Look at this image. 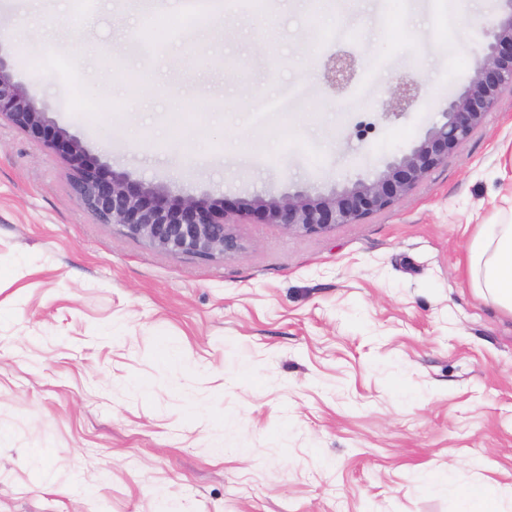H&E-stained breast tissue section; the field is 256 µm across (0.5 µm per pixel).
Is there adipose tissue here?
<instances>
[{"mask_svg": "<svg viewBox=\"0 0 512 512\" xmlns=\"http://www.w3.org/2000/svg\"><path fill=\"white\" fill-rule=\"evenodd\" d=\"M467 265L476 296L512 314V216L480 225Z\"/></svg>", "mask_w": 512, "mask_h": 512, "instance_id": "1", "label": "adipose tissue"}]
</instances>
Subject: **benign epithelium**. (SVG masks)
<instances>
[{"label": "benign epithelium", "instance_id": "obj_1", "mask_svg": "<svg viewBox=\"0 0 512 512\" xmlns=\"http://www.w3.org/2000/svg\"><path fill=\"white\" fill-rule=\"evenodd\" d=\"M509 9L481 31L483 60L467 86L443 111L445 121L432 127L409 151L386 163L372 179H358L327 194L288 193L255 196L239 202L290 233L321 234L339 224H357L405 200L437 166L479 129L503 90L512 89V0ZM355 58L335 54L326 78L349 84ZM420 85L410 77L391 91L386 115L399 116L418 98ZM48 109L37 105L30 90L16 81L10 61L0 54V119L62 155L70 185L99 224H111L130 239L171 255L201 259L235 255L241 248L235 223L225 204L206 197H173L161 186L134 185L122 172L87 156L82 142L51 124Z\"/></svg>", "mask_w": 512, "mask_h": 512}]
</instances>
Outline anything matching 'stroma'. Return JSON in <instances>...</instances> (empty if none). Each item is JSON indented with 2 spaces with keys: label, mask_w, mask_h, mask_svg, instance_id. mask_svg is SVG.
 <instances>
[{
  "label": "stroma",
  "mask_w": 512,
  "mask_h": 512,
  "mask_svg": "<svg viewBox=\"0 0 512 512\" xmlns=\"http://www.w3.org/2000/svg\"><path fill=\"white\" fill-rule=\"evenodd\" d=\"M176 3L91 0L87 32L56 27L77 0H40L35 32L0 0V53L89 157L219 203L373 176L442 122L508 9L221 0L185 31L158 22ZM77 36L96 52L76 64ZM402 76L419 96L384 120ZM511 211L512 90L392 208L312 235L242 217L226 259L97 223L59 155L0 122V512H458L444 471L512 512V316L464 264ZM355 71V58L348 54H335L326 67V78L334 86L349 84Z\"/></svg>",
  "instance_id": "obj_1"
}]
</instances>
